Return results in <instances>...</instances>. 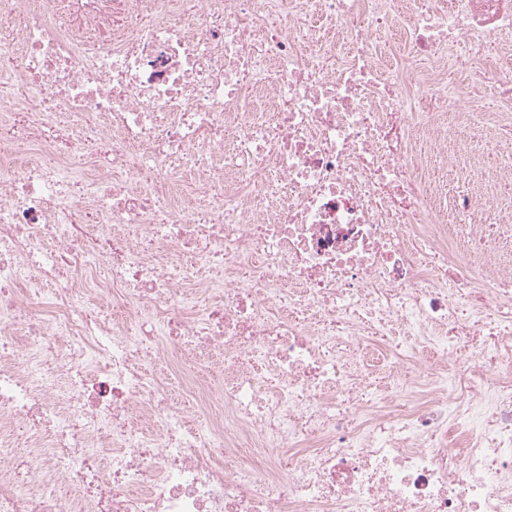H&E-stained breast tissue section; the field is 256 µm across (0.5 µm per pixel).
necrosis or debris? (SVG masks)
<instances>
[{"label":"necrosis or debris","mask_w":512,"mask_h":512,"mask_svg":"<svg viewBox=\"0 0 512 512\" xmlns=\"http://www.w3.org/2000/svg\"><path fill=\"white\" fill-rule=\"evenodd\" d=\"M509 34L0 0V512H512Z\"/></svg>","instance_id":"necrosis-or-debris-1"}]
</instances>
